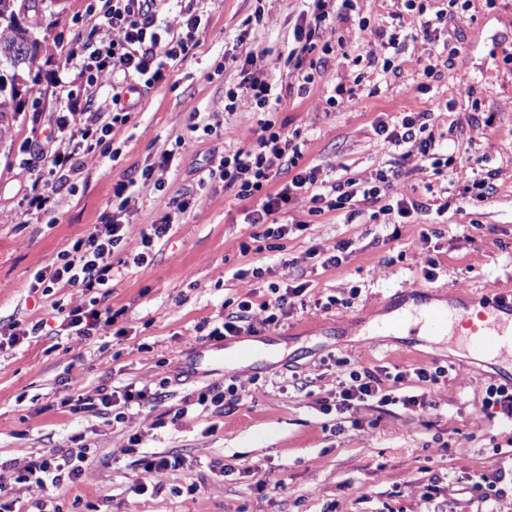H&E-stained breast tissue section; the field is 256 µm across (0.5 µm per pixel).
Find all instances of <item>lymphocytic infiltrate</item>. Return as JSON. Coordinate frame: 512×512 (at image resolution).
Wrapping results in <instances>:
<instances>
[{"label": "lymphocytic infiltrate", "instance_id": "1", "mask_svg": "<svg viewBox=\"0 0 512 512\" xmlns=\"http://www.w3.org/2000/svg\"><path fill=\"white\" fill-rule=\"evenodd\" d=\"M164 2L112 0L107 12L92 19L98 45L91 50L82 43L70 47L67 58L74 63L73 84L59 88L61 110L53 117L52 133L40 150L43 164L35 172L26 196V215L51 214L54 198L74 191L84 172L85 157L94 154L114 128L133 121V108L124 102L126 94L142 86L150 88L163 83L184 60L189 45L197 43L206 25L198 8L199 0H183L181 21L176 26L157 24V14ZM303 3L293 30L294 45L285 60L287 78L302 92L314 84L319 66L336 55V45L328 32L337 17L356 8L355 0H303ZM312 54L317 55V64H307L306 58ZM105 70L122 76L112 87V106L108 109L95 103L94 76ZM242 91L261 114L258 135L248 147L221 156L205 179L223 181L225 190L234 192L237 199H255V206L245 213V221L265 225L266 237L284 239L293 230H305V222L293 223L287 219L291 204L301 196L307 198V212L312 216L343 210L352 217L359 214L364 203L379 204L381 214L404 219L425 210V202L396 191L395 186L404 175L400 166L378 170L372 181L364 185L324 175L316 166L298 167L304 141L300 132L288 131L276 123L268 78L245 76L238 91L228 92L229 101H236ZM376 131L392 151L407 150L424 163L434 159L441 147L426 112H404L395 122H379ZM286 165L294 169L291 179L280 187H272L274 174ZM134 200L131 184L121 185L114 193L109 219L94 225L69 249L59 252L52 263L33 274L32 286L36 289L47 292L58 286L81 289L84 303L63 314L61 327L68 335L88 336L99 327L117 323L119 311L100 304L112 279L114 263L126 267L144 265L156 242L167 236L173 225L182 222L200 196L188 191L172 200L159 223L152 225L150 231L141 232L135 245L130 242L127 219ZM303 292L300 285L283 289L274 286L260 303L249 299L240 301L237 312L214 326L208 336L223 339L241 335L251 330L252 318L257 313L262 316L263 326L278 328L287 318L289 308L301 302ZM336 366L344 374L336 392V409L342 413L353 412L361 403L377 409L397 404L435 408L431 393L400 396L395 389L412 378L434 385L446 374L441 367L432 372L423 368L400 371L391 377L393 389L387 390L373 371L351 368L343 358L337 359ZM150 400L146 390L129 385L120 391L102 387L92 395L79 393L70 396L68 404L75 412L96 413L117 405L143 406ZM93 461L87 447L79 444L22 464L10 460L6 466L15 471L17 482L27 484L42 496L64 484L77 483Z\"/></svg>", "mask_w": 512, "mask_h": 512}]
</instances>
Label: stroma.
Instances as JSON below:
<instances>
[{"instance_id": "obj_1", "label": "stroma", "mask_w": 512, "mask_h": 512, "mask_svg": "<svg viewBox=\"0 0 512 512\" xmlns=\"http://www.w3.org/2000/svg\"><path fill=\"white\" fill-rule=\"evenodd\" d=\"M106 2L46 0L44 43L25 75L32 103L0 123V321H41L54 330L0 353V460L64 450L78 438L99 462L78 485L45 500L2 469L0 502L15 503L18 512H428L422 493L436 482L442 512H512L511 493L485 504L473 488L478 477L512 468V428L481 409L486 386L502 383L507 371L498 359L471 355L457 338L395 335L384 326L401 309L418 313L425 300L445 305L512 293V0H423L424 17L452 11L467 18L460 26L439 25L428 38L419 32L424 17L403 0H358L372 35L337 20L332 37L342 53L303 94L271 72L273 58L293 45L300 0H205L198 46L166 83L130 94L136 118L114 136L118 156L88 157L87 181L56 197L51 221L26 222L23 197L40 160L25 147L49 135L58 109L53 83L69 80L67 52L87 39L92 16ZM391 37L399 53L388 48ZM235 56L248 58L247 67L232 64ZM432 57L442 64L428 77L423 69ZM247 72L270 76L279 119L305 141L301 165L362 184L394 160L377 122H394L412 107L430 112L435 134L446 139L447 160L434 168L408 157L399 184L428 210L398 226L365 215L349 221L340 211L311 218L302 197L290 217L309 226L280 241L244 223V202L213 182L148 263L114 267L105 302L124 308L125 335L108 327L89 337L58 334V306L84 297L68 287L42 294L31 287L32 273L103 223L118 185L138 182L129 213L137 234L157 223L176 190L195 188L214 159L252 143L259 114L250 99L239 95L234 111L224 109L227 90ZM339 85L346 95L328 105ZM488 103L496 112L489 125ZM196 112L208 113L230 136L190 132ZM180 135L186 143L167 189L140 184L142 169ZM466 158L497 172L485 201L459 193L455 169ZM339 240L351 243L344 259L322 266L321 255ZM313 248L318 257H310ZM428 256L438 262L431 281L420 269ZM281 257L288 266L278 265ZM255 268L261 278H238V270ZM272 283L305 285L306 308L293 310L279 329L241 335L260 350L225 371L205 353L203 330L235 312L241 299H265ZM338 358L378 374L443 367L448 375L431 389L436 409L396 405L382 414L361 405L344 427L329 408ZM129 383L159 397L126 411L120 423L63 404L77 390L92 395ZM230 385L241 397L234 408L171 424L187 395ZM135 433L144 454L171 451L182 459L161 490L140 496L131 490L134 480L154 479L133 467L126 446Z\"/></svg>"}]
</instances>
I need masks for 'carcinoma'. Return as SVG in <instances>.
<instances>
[{
    "label": "carcinoma",
    "instance_id": "carcinoma-1",
    "mask_svg": "<svg viewBox=\"0 0 512 512\" xmlns=\"http://www.w3.org/2000/svg\"><path fill=\"white\" fill-rule=\"evenodd\" d=\"M27 0H0V71L12 73L10 83H0V118L3 111H20L17 102L19 70L32 68L37 60L40 42L34 36L39 25L38 6L29 8L31 15L21 16Z\"/></svg>",
    "mask_w": 512,
    "mask_h": 512
}]
</instances>
